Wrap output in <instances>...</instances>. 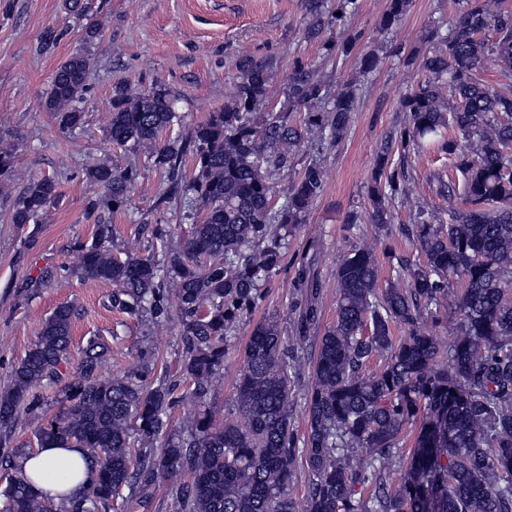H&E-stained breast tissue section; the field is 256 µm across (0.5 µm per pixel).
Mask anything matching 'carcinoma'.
I'll use <instances>...</instances> for the list:
<instances>
[{"mask_svg":"<svg viewBox=\"0 0 512 512\" xmlns=\"http://www.w3.org/2000/svg\"><path fill=\"white\" fill-rule=\"evenodd\" d=\"M411 0H388L379 31L392 32ZM450 25L427 32L430 50L417 67L425 78L405 93V123L380 144L368 189V219L389 230L393 210L409 197V155L427 145L453 160L456 176L439 181L447 218L426 208L402 227L423 262L397 259L380 284L376 243L360 239L336 265V321L320 336L315 354L305 344L317 321L319 282L311 256L299 269L306 299L292 343L280 320L250 324L236 384L238 418L221 420L208 396L223 376L224 358L240 323L266 297L283 268L288 237L305 223L324 186V171L310 162L288 174L290 158L307 145L345 140L364 81L380 57L356 58V76L336 91L298 57L284 101L276 100L268 67L245 54L232 100L208 113L187 136L160 133L181 123L174 101L128 84L113 90L108 134L121 146L145 149L164 169L168 192L188 199L199 220L182 232L178 248L158 231L152 254L112 253L113 227L100 221L91 243L77 246L79 262L45 273L34 284L71 278L114 286L109 302L130 316L168 321L174 298L183 342V375L190 388L143 384L139 370L105 378L109 348L87 341L65 405L36 430L41 448H84L94 476L84 491L59 504L40 497L18 474L3 490L6 512H104L126 487L141 491L170 481L173 512H512V7L503 0H458ZM360 0H307L306 37L340 27ZM492 32L494 39L486 36ZM501 80L480 78L487 61ZM91 58L74 53L54 73L41 108L63 132L84 124L77 103L87 91ZM457 100L449 104L448 97ZM302 122L295 121L296 113ZM19 144L0 137V181L17 166ZM190 154L191 172L183 157ZM87 176L102 195L93 208L117 211L130 197L134 172L99 160ZM288 181L277 190L278 182ZM58 186L33 176L8 199L10 220L29 224L56 201ZM462 291L451 288L453 280ZM454 311L458 329L442 344L421 324ZM73 309L58 306L0 390V430L21 414H37L34 390L62 379ZM398 326L403 335L395 337ZM380 365L364 367L374 358ZM309 362L307 435L296 448L291 388ZM197 411L178 430L170 412L180 401ZM416 428L413 451L404 434ZM164 438L154 455H135L137 443ZM308 472L302 501L290 494L297 467ZM397 476L396 483L386 478Z\"/></svg>","mask_w":512,"mask_h":512,"instance_id":"carcinoma-1","label":"carcinoma"}]
</instances>
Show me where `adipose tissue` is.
Listing matches in <instances>:
<instances>
[{"instance_id":"adipose-tissue-1","label":"adipose tissue","mask_w":512,"mask_h":512,"mask_svg":"<svg viewBox=\"0 0 512 512\" xmlns=\"http://www.w3.org/2000/svg\"><path fill=\"white\" fill-rule=\"evenodd\" d=\"M20 467L34 492L53 499L79 494L92 477L81 448H41L22 458Z\"/></svg>"}]
</instances>
